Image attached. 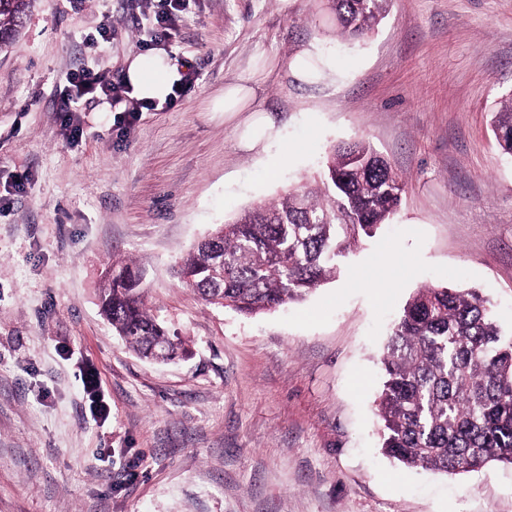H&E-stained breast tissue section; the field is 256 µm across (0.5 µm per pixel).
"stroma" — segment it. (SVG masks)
Instances as JSON below:
<instances>
[{
  "instance_id": "stroma-1",
  "label": "stroma",
  "mask_w": 512,
  "mask_h": 512,
  "mask_svg": "<svg viewBox=\"0 0 512 512\" xmlns=\"http://www.w3.org/2000/svg\"><path fill=\"white\" fill-rule=\"evenodd\" d=\"M36 0L0 51V512H512V466L406 469L381 451L380 358L407 299L471 288L512 333V157L491 131L512 96V0H390L341 44L325 0ZM165 41H157L158 30ZM302 48L314 83L287 68ZM187 80L128 125V62ZM111 75L66 119L69 73ZM255 80L279 138L242 149L223 110ZM363 140L405 179L392 223L306 300L244 316L175 273L215 225L271 202ZM185 343L138 356L101 316L112 258ZM95 371L109 407L91 415Z\"/></svg>"
}]
</instances>
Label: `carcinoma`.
I'll return each instance as SVG.
<instances>
[{
	"mask_svg": "<svg viewBox=\"0 0 512 512\" xmlns=\"http://www.w3.org/2000/svg\"><path fill=\"white\" fill-rule=\"evenodd\" d=\"M35 0H0V50L21 34ZM389 0H328L336 36L359 40ZM500 150L512 155V96L493 119ZM405 183L363 140L332 149L319 179L255 205L199 243L177 270L206 303L243 315L304 300L336 276V257L400 205ZM101 315L138 354L168 344L185 351L147 307L142 272L114 260L99 291ZM376 404L383 450L408 469L446 474L512 465V335L476 290L424 287L406 302L384 346Z\"/></svg>",
	"mask_w": 512,
	"mask_h": 512,
	"instance_id": "1",
	"label": "carcinoma"
}]
</instances>
